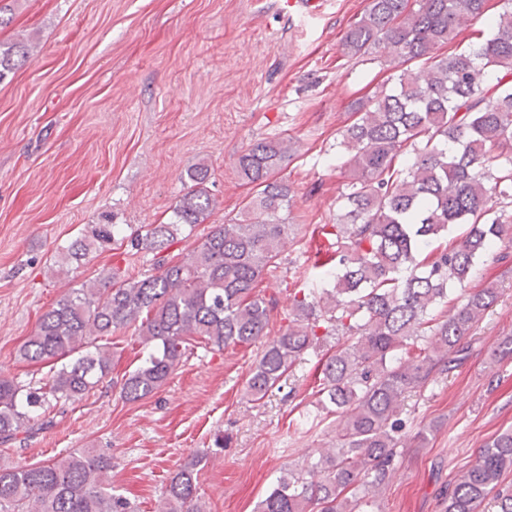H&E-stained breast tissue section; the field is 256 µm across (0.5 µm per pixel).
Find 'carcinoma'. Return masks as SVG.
<instances>
[{"mask_svg":"<svg viewBox=\"0 0 512 512\" xmlns=\"http://www.w3.org/2000/svg\"><path fill=\"white\" fill-rule=\"evenodd\" d=\"M485 19L486 0H368L343 45L352 56L385 55L394 84L352 105L340 145L348 155L336 222L320 224L328 247L314 268L330 288L288 298V325L269 336L275 303L258 290L296 225L294 194L279 178L293 155L288 138L261 139L236 161L251 187L242 210L195 240L176 262L165 252L189 238L218 207L205 163L186 170L167 221L130 236L104 217L58 249L71 268L100 249L152 255L158 273L133 277L115 266L57 299L20 349L31 363L62 360L39 387L0 376V445L34 428L56 407L89 394L112 373L105 344L121 330L146 349L135 370L112 382L134 403L163 387L189 347L221 352L262 343L247 382L258 402L279 390L323 341L318 361L322 409L336 415V444L317 460L276 477L257 512H370L401 455L405 394L452 371L463 340L498 298L492 283L468 289L478 263L512 224V0ZM486 20L490 34L444 57L433 51L464 26ZM27 38L0 41V83L33 51ZM467 225L442 244L450 227ZM207 453L172 477L161 512H204L199 472ZM112 457L92 449L0 468V512H134L105 483ZM512 428L479 449L448 483L443 512H512Z\"/></svg>","mask_w":512,"mask_h":512,"instance_id":"1","label":"carcinoma"}]
</instances>
